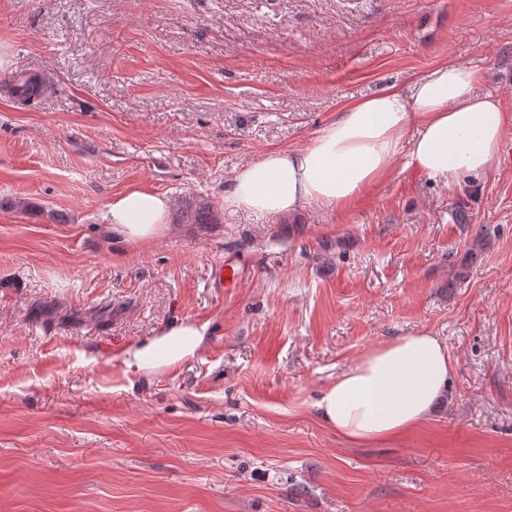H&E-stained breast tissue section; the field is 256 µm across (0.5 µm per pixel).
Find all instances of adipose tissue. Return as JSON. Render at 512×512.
<instances>
[{"instance_id": "1", "label": "adipose tissue", "mask_w": 512, "mask_h": 512, "mask_svg": "<svg viewBox=\"0 0 512 512\" xmlns=\"http://www.w3.org/2000/svg\"><path fill=\"white\" fill-rule=\"evenodd\" d=\"M483 76L469 65L445 64L348 105L307 145L269 152L245 166L224 192V207L278 216L309 203L353 202L398 162L451 187L488 173L512 123L500 97L481 92ZM172 202L131 190L112 198L105 226L124 243L154 240L168 229ZM208 327L196 322L161 330L124 352L140 373L195 356ZM451 362L437 336L419 332L378 348L348 367L315 404L319 417L354 442L391 439L427 420L446 392Z\"/></svg>"}]
</instances>
